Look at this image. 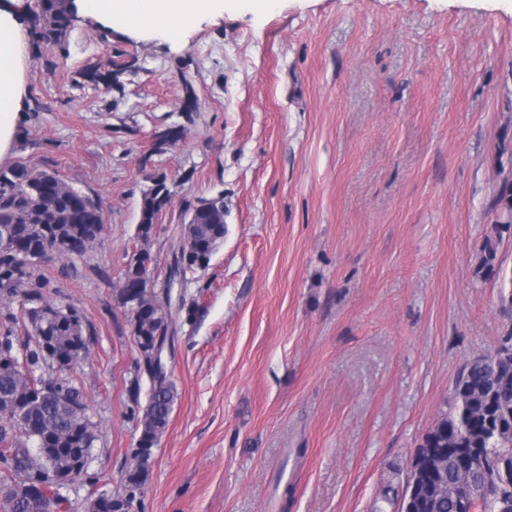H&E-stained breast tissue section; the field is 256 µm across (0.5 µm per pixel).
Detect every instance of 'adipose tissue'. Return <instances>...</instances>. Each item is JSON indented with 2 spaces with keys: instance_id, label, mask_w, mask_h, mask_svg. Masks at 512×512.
<instances>
[{
  "instance_id": "adipose-tissue-1",
  "label": "adipose tissue",
  "mask_w": 512,
  "mask_h": 512,
  "mask_svg": "<svg viewBox=\"0 0 512 512\" xmlns=\"http://www.w3.org/2000/svg\"><path fill=\"white\" fill-rule=\"evenodd\" d=\"M78 13L108 29H135L179 39L201 20L224 12V0H75ZM31 15L23 0H0V158L14 143L26 108Z\"/></svg>"
}]
</instances>
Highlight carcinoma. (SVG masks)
Returning a JSON list of instances; mask_svg holds the SVG:
<instances>
[{
	"label": "carcinoma",
	"instance_id": "obj_1",
	"mask_svg": "<svg viewBox=\"0 0 512 512\" xmlns=\"http://www.w3.org/2000/svg\"><path fill=\"white\" fill-rule=\"evenodd\" d=\"M73 16L62 0H38L32 13L36 46L62 44ZM83 77L95 85L112 86L113 71L103 64L85 70ZM169 201L164 179L144 194L138 235L151 237L158 216ZM496 206L502 228L512 229V183L502 186ZM100 205L61 180L56 173L26 163L0 168V294H22L32 336L21 348L7 329L0 334V512H36L18 497V490L35 484L53 469H68L83 448L94 446L93 423L86 416L83 391L67 372L89 353L90 338L84 334V317L71 305L52 306L45 291L51 281L40 273L39 263L20 261V256L56 249L65 256H81L103 232ZM224 239V194L199 200L186 224L174 269L182 273ZM481 268L485 276L498 278L496 246L487 242ZM152 263L141 251L128 262L121 288L142 295L138 310L128 311L132 336L143 365H150L149 349L155 340L165 345L158 304L147 296L154 292L144 277ZM56 353L68 364L60 370L58 392L42 395L43 378L35 372L48 365L44 351ZM493 368L466 365L454 384L448 414L428 432L422 447L443 443L444 454L432 466L448 484V495L434 501L431 512H457L455 499L466 484L492 479V472L465 465L462 456L470 448L486 455L500 452L491 426L512 414V380L492 382ZM177 389L165 371L155 374L140 420L141 433L132 462L123 475V492L112 501V512H130L148 479V463L140 461L143 450L160 443L173 411Z\"/></svg>",
	"mask_w": 512,
	"mask_h": 512
}]
</instances>
